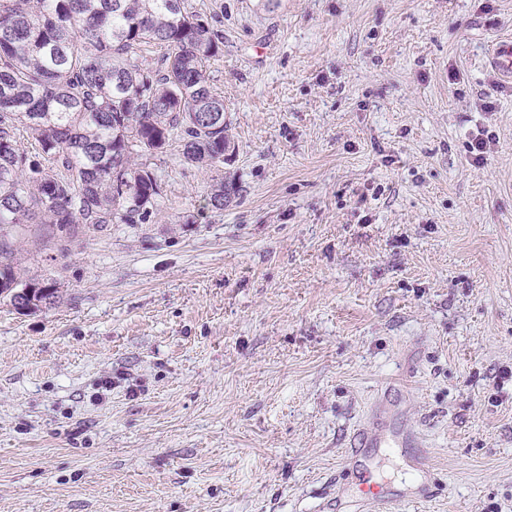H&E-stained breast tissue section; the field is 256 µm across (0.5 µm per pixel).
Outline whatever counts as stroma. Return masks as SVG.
<instances>
[{"instance_id": "obj_1", "label": "stroma", "mask_w": 512, "mask_h": 512, "mask_svg": "<svg viewBox=\"0 0 512 512\" xmlns=\"http://www.w3.org/2000/svg\"><path fill=\"white\" fill-rule=\"evenodd\" d=\"M185 6L223 165L146 157L141 224L0 230L64 293L0 301V512H378L342 459L388 382L434 482L371 449L396 512H512V0ZM488 65L501 77L512 80V38L497 39L487 55Z\"/></svg>"}]
</instances>
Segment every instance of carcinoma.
<instances>
[{
  "label": "carcinoma",
  "instance_id": "obj_1",
  "mask_svg": "<svg viewBox=\"0 0 512 512\" xmlns=\"http://www.w3.org/2000/svg\"><path fill=\"white\" fill-rule=\"evenodd\" d=\"M166 48L151 67L142 46ZM224 40L184 0H0V228L5 224H138L162 198L134 158L180 148L216 167L229 148L207 69ZM24 129L35 144L21 145ZM227 187L207 205L224 209ZM38 288L0 263V295Z\"/></svg>",
  "mask_w": 512,
  "mask_h": 512
}]
</instances>
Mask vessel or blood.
<instances>
[{
    "mask_svg": "<svg viewBox=\"0 0 512 512\" xmlns=\"http://www.w3.org/2000/svg\"><path fill=\"white\" fill-rule=\"evenodd\" d=\"M488 65L501 77L512 80V38L497 39L487 55ZM390 390H383L372 409L375 422L373 429H358L352 436L345 456V472L361 471L365 468V452L370 448L395 447L412 448L418 446L417 432L398 424L391 415L389 406ZM362 498L376 502L382 512H394L400 498L399 493L389 487L362 478L359 484Z\"/></svg>",
    "mask_w": 512,
    "mask_h": 512,
    "instance_id": "vessel-or-blood-1",
    "label": "vessel or blood"
}]
</instances>
